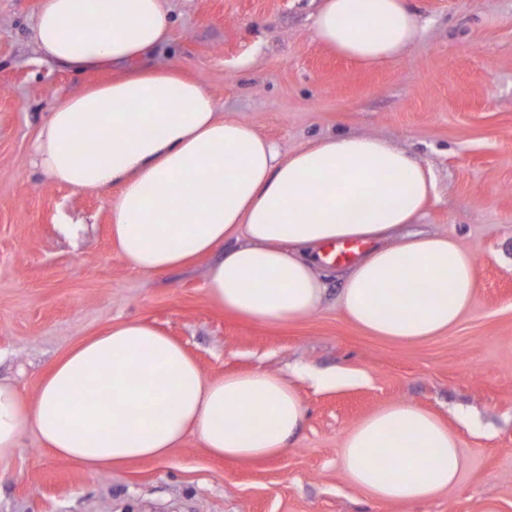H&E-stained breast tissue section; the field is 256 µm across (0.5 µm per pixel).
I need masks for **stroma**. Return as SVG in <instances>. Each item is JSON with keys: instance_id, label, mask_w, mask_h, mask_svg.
Here are the masks:
<instances>
[{"instance_id": "stroma-1", "label": "stroma", "mask_w": 512, "mask_h": 512, "mask_svg": "<svg viewBox=\"0 0 512 512\" xmlns=\"http://www.w3.org/2000/svg\"><path fill=\"white\" fill-rule=\"evenodd\" d=\"M42 2L0 0V378L33 397L80 341L141 320L206 377L284 376L306 416L272 459L215 458L190 435L170 460L96 477L30 431L0 470V512H512V0H410L418 38L377 68L315 40L319 0H161L171 36L147 66L199 79L221 116L284 153L335 134L381 137L431 171L415 227L474 256L476 292L457 326L411 344L347 320L335 275L318 311L269 325L210 301L213 256L163 274L132 269L111 241L108 192L56 184L33 164L56 101L112 78L41 60ZM401 400L448 425L466 460L454 487L411 506L369 498L340 465L345 432Z\"/></svg>"}]
</instances>
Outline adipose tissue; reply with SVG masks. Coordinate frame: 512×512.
I'll list each match as a JSON object with an SVG mask.
<instances>
[{
    "label": "adipose tissue",
    "instance_id": "adipose-tissue-1",
    "mask_svg": "<svg viewBox=\"0 0 512 512\" xmlns=\"http://www.w3.org/2000/svg\"><path fill=\"white\" fill-rule=\"evenodd\" d=\"M407 0H321L314 36L367 67L418 37ZM161 0H43L34 38L43 61L73 73L111 68L112 82L58 101L34 143L48 179L109 199L120 256L162 273L216 254L206 286L224 310L268 324L317 311L323 249L369 248L341 274L337 304L370 335L413 343L457 325L475 298L474 258L447 235L405 233L433 191L428 168L385 140L328 136L293 152L221 118L198 80L141 62L169 39ZM305 420L282 376H204L183 346L138 320L110 326L57 361L33 398L0 380V467L34 430L92 475L165 461L187 434L217 457L284 453ZM340 464L372 499L399 505L453 487L465 467L433 413L388 404L347 431Z\"/></svg>",
    "mask_w": 512,
    "mask_h": 512
}]
</instances>
